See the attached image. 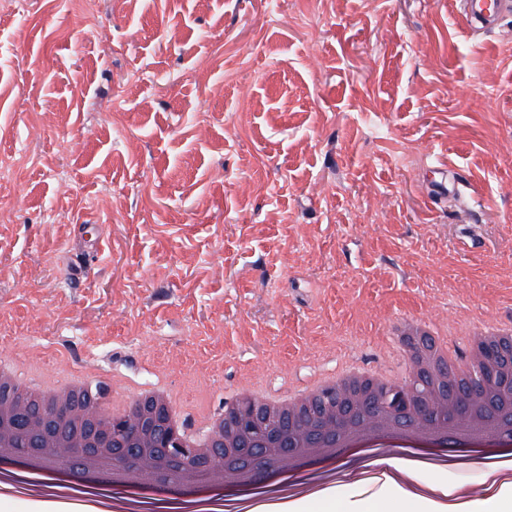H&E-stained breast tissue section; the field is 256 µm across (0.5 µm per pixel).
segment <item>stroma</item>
<instances>
[{
    "label": "stroma",
    "mask_w": 512,
    "mask_h": 512,
    "mask_svg": "<svg viewBox=\"0 0 512 512\" xmlns=\"http://www.w3.org/2000/svg\"><path fill=\"white\" fill-rule=\"evenodd\" d=\"M463 25L451 0L0 10V350L201 412L397 370L399 313L512 321V15Z\"/></svg>",
    "instance_id": "stroma-1"
}]
</instances>
